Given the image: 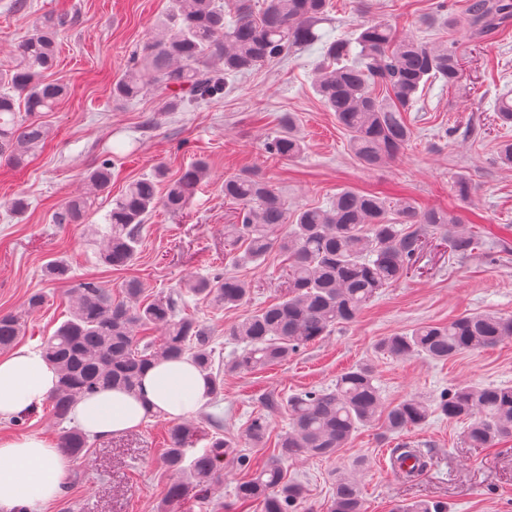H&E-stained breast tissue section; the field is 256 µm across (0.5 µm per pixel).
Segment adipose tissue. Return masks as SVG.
<instances>
[{
    "instance_id": "1",
    "label": "adipose tissue",
    "mask_w": 512,
    "mask_h": 512,
    "mask_svg": "<svg viewBox=\"0 0 512 512\" xmlns=\"http://www.w3.org/2000/svg\"><path fill=\"white\" fill-rule=\"evenodd\" d=\"M57 383L55 368L30 347L0 355V420L30 411ZM206 401L204 381L191 361L161 360L145 370L141 393L104 390L81 399L74 415L87 435L107 440L136 431L147 411L176 420ZM70 466L67 455L39 436L0 438V512L54 500Z\"/></svg>"
}]
</instances>
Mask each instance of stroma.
<instances>
[{
  "label": "stroma",
  "instance_id": "obj_1",
  "mask_svg": "<svg viewBox=\"0 0 512 512\" xmlns=\"http://www.w3.org/2000/svg\"><path fill=\"white\" fill-rule=\"evenodd\" d=\"M10 2L0 0V70L12 66L15 42L45 17L73 19L59 30L57 61L45 74L68 87L67 95L39 116L48 139L25 167L0 160V314L23 312L30 293L48 296L47 305L29 316L20 344L36 348L52 335L69 317V288L86 279L117 291L135 278L152 295L220 268L253 282L245 310L277 301L284 255L274 252L261 265H241L224 244L225 225L237 220L236 205L224 198V179L257 170L290 206L326 205L346 187L388 199L407 196L419 209L457 213L466 230L496 243L500 251L492 258L480 253L461 259L449 255L447 246L432 243L416 274L384 289L353 322L282 363L225 377L224 397L212 412L224 418L225 439L251 456L254 465L263 464L288 428L286 415L277 414L264 446L245 441L248 422L264 411L266 393L285 398L330 387L358 363L373 366L388 405L452 386L512 385V339L445 362L390 357L375 349L382 337L424 323H446L475 312L512 315V168L495 162L497 142L512 138V129H501L494 121L498 96L512 92V22L480 43L461 41L459 85L450 88L436 80L426 86L404 115L413 132L410 143L398 158L368 169L350 152L334 113L312 89L319 46L229 78L221 99L169 112L154 95L131 103L113 101L112 83L169 14L173 0H27V8L19 12ZM432 2L333 0L317 31L333 40L348 36L361 21L385 19L400 33L433 41L442 37V30L418 23ZM287 112L295 114L308 144L294 160L264 149ZM106 158L112 161V182L92 201L86 223H56L65 203L85 194L86 173ZM199 158L206 160L209 174L190 205L179 214L159 209L148 217L134 265H101L97 250L107 227L105 216L125 186L159 165L169 176H178ZM461 177L473 185L463 200L453 189ZM18 196L25 198L27 208L16 217L9 207ZM56 258L67 262L69 278L51 283L43 270ZM186 311L210 328L217 359H230L238 351L224 330L243 310L190 295ZM169 425V419L151 417L125 437L91 441L85 456L74 460L65 474L61 495L35 512H224L228 505L234 512H260L254 504L236 501L235 488L247 474L230 465L208 498L164 504L169 475L161 459ZM401 444L428 453L427 472L411 483L399 480L390 467V451ZM360 456L368 462L357 475L366 512H392L396 504L420 499L445 502L448 512H512V441L469 447L464 424L440 415L398 435L387 434L377 422L356 432L335 459L290 462L288 478L307 489L297 512H326L337 476Z\"/></svg>",
  "mask_w": 512,
  "mask_h": 512
}]
</instances>
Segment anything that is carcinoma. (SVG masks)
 Instances as JSON below:
<instances>
[{
	"instance_id": "cac0c4a2",
	"label": "carcinoma",
	"mask_w": 512,
	"mask_h": 512,
	"mask_svg": "<svg viewBox=\"0 0 512 512\" xmlns=\"http://www.w3.org/2000/svg\"><path fill=\"white\" fill-rule=\"evenodd\" d=\"M332 8L330 0H263L254 11L251 0H235L234 16L226 20L216 0H174L168 22L152 32L112 85V99L133 101L149 92L166 99V110L210 102L224 95L226 79L252 70L266 59L288 56L320 36L316 26ZM436 15L419 24H438L450 37L427 42L400 36L383 20L363 21L352 37L323 44L316 64L314 89L349 138L358 162L376 167L396 157L412 138L403 113L413 109L428 80L450 87L460 83L461 58L452 34L462 31L472 41L484 38L512 18V0H467L464 11L448 10L446 0ZM66 24L48 17L14 46L15 64L0 72V155L19 166L46 139L48 130L36 118L49 112L67 92L44 73L56 59V36ZM266 152L296 159L305 154V137L293 116L267 138ZM198 161L177 178L162 169L154 176L128 184L112 203L109 230L100 261L122 269L136 257L143 224L162 207L171 213L187 208L195 188L207 176ZM111 179V160H102L86 175L91 194L103 191ZM224 198L238 206L236 224L224 225V238L243 248L239 264L256 263L273 251L288 254V290L271 305L244 315L224 335L245 344L232 360L215 364L211 331L183 310V296L208 299L226 309L248 302L251 283L218 270L183 286L154 295L148 301L142 283L127 281L122 297L99 281L85 280L71 289L70 317L40 346L59 375L48 402L59 423L73 421L78 400L105 388L135 389L152 362L190 360L205 381L208 404L224 392V375L244 374L278 364L293 353L329 335L337 325L356 319L385 288L413 273L428 242L436 235L449 253L468 257L485 248L472 234L459 230L458 217L439 208L418 211L410 198L388 201L370 193L343 189L326 207H295L256 173L224 178ZM88 198L73 200L55 216L59 224H79ZM47 279H68V265L59 259L44 268ZM46 296H28L23 314L0 315V350L15 345L25 316L39 311ZM159 327L156 342H143L138 329ZM512 338V316L474 313L447 324H426L386 336L377 349L394 357L423 355L444 362L465 352H482ZM266 413L249 422L245 436L258 446L268 436L271 416L288 415V430L265 463L251 470L249 457L234 451L224 439L220 422L206 415L214 433L208 444L193 451L198 427L182 420L172 424L163 467L178 475L170 482L164 504L205 497L220 482L224 460L230 458L251 476L236 487L237 500L258 502L262 512H292L306 498L305 486L286 479V464L300 457L334 458L355 433L378 418L398 434L424 426L435 414L450 421L469 422L466 439L487 448L512 439V386H455L437 397L407 396L384 406L374 369L360 363L342 373L336 384L294 393L284 400L275 393L263 399ZM90 438L77 425L63 428L59 448L70 457L83 456ZM192 459H187L188 452ZM327 512H363L356 478L342 475ZM393 512H447L439 503L400 504Z\"/></svg>"
}]
</instances>
